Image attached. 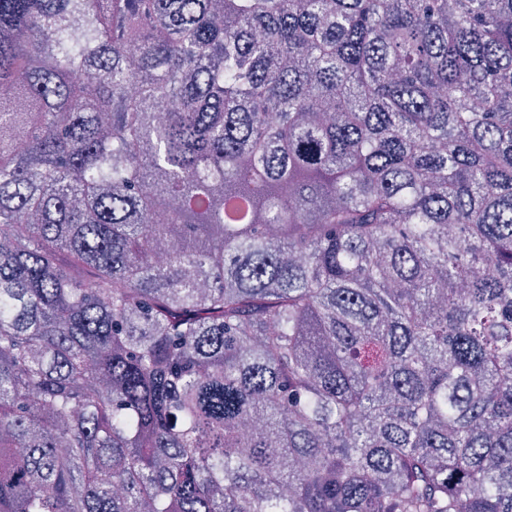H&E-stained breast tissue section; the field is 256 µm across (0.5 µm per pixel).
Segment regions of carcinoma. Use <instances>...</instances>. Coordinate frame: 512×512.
<instances>
[{
  "label": "carcinoma",
  "mask_w": 512,
  "mask_h": 512,
  "mask_svg": "<svg viewBox=\"0 0 512 512\" xmlns=\"http://www.w3.org/2000/svg\"><path fill=\"white\" fill-rule=\"evenodd\" d=\"M0 512H512V0H0Z\"/></svg>",
  "instance_id": "carcinoma-1"
}]
</instances>
